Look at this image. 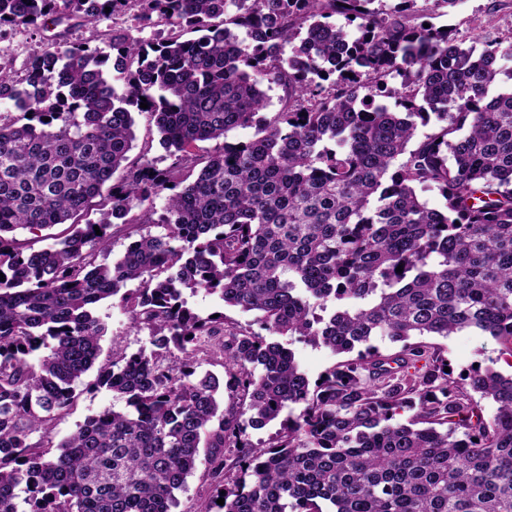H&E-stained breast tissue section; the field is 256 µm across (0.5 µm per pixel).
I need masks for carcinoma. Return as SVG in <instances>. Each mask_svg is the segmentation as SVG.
<instances>
[{
  "label": "carcinoma",
  "mask_w": 512,
  "mask_h": 512,
  "mask_svg": "<svg viewBox=\"0 0 512 512\" xmlns=\"http://www.w3.org/2000/svg\"><path fill=\"white\" fill-rule=\"evenodd\" d=\"M454 2L0 0V36L131 9L169 28L114 26L103 48L55 34L18 70L0 48V101L20 112L0 115V512H172L200 465L218 512H512V375L459 385L411 341L475 328L512 352V89L488 95L512 44L424 27ZM266 84L284 91L269 119ZM144 112L165 169L146 150L128 166ZM61 224L39 250L14 235ZM117 224L138 238L100 262ZM185 290L260 331L194 312ZM111 297L151 348L98 371L90 388L125 409L50 456L29 436L72 405ZM269 335L351 358L312 381ZM209 346L246 410L201 370ZM285 409L268 443L246 438Z\"/></svg>",
  "instance_id": "carcinoma-1"
}]
</instances>
